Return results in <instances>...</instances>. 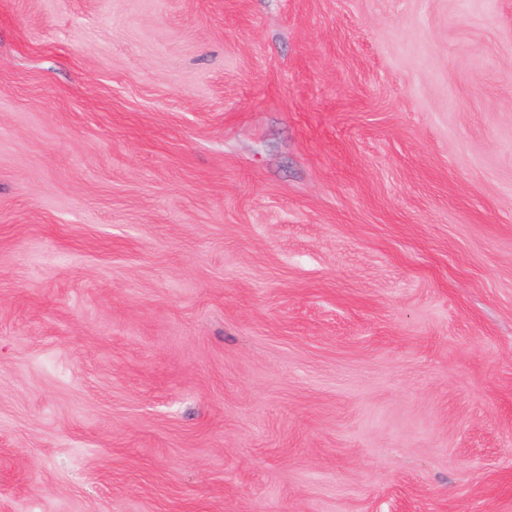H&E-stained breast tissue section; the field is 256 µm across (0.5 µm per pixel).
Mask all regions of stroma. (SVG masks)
Here are the masks:
<instances>
[{
    "label": "stroma",
    "instance_id": "1",
    "mask_svg": "<svg viewBox=\"0 0 512 512\" xmlns=\"http://www.w3.org/2000/svg\"><path fill=\"white\" fill-rule=\"evenodd\" d=\"M0 512H512V0H0Z\"/></svg>",
    "mask_w": 512,
    "mask_h": 512
}]
</instances>
